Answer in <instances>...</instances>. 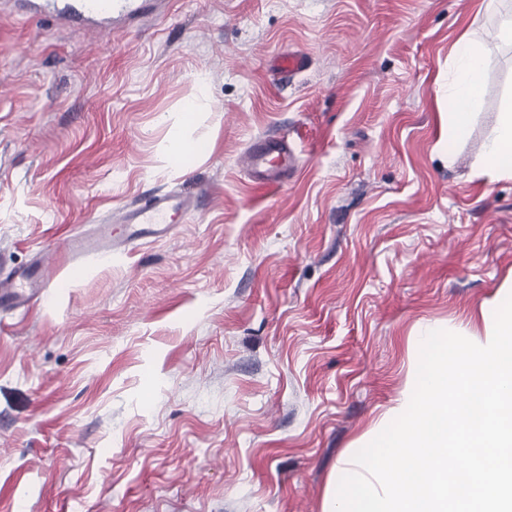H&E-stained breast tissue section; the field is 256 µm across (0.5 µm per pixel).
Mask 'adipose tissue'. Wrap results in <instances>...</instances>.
Masks as SVG:
<instances>
[{
    "label": "adipose tissue",
    "instance_id": "adipose-tissue-1",
    "mask_svg": "<svg viewBox=\"0 0 512 512\" xmlns=\"http://www.w3.org/2000/svg\"><path fill=\"white\" fill-rule=\"evenodd\" d=\"M512 42V19L503 21L491 35L464 32L455 44L454 78L450 88L455 110L448 115V135L463 139L471 123V110L481 95L484 71L482 52L486 38ZM483 168L491 177L512 179V103L498 115L497 125L484 153Z\"/></svg>",
    "mask_w": 512,
    "mask_h": 512
}]
</instances>
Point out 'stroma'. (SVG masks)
Returning a JSON list of instances; mask_svg holds the SVG:
<instances>
[{"mask_svg": "<svg viewBox=\"0 0 512 512\" xmlns=\"http://www.w3.org/2000/svg\"><path fill=\"white\" fill-rule=\"evenodd\" d=\"M48 2L0 0V277L152 193L197 206L168 240L57 257L46 305L0 313V512H324L424 328L483 339L512 292V179L477 176L512 45L486 42L448 137L452 49L497 16L168 0L103 33ZM262 135L297 156L278 189L240 164Z\"/></svg>", "mask_w": 512, "mask_h": 512, "instance_id": "1", "label": "stroma"}]
</instances>
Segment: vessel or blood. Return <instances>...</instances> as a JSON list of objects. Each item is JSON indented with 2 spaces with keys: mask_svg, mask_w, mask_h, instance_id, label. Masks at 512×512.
Listing matches in <instances>:
<instances>
[{
  "mask_svg": "<svg viewBox=\"0 0 512 512\" xmlns=\"http://www.w3.org/2000/svg\"><path fill=\"white\" fill-rule=\"evenodd\" d=\"M83 13L90 16L112 14L129 16L139 10L134 0H80ZM241 165L254 183L266 188L282 186L296 167L297 159L287 144L268 136L254 139L241 157ZM193 208L190 197L182 194H155L138 206L126 209L119 217L121 228L109 234L77 235L69 239L63 252L71 265H78L87 255H109L126 250L146 239L171 236L175 217L188 215ZM51 283L42 264L13 271L0 278V310L27 308L43 303L49 296Z\"/></svg>",
  "mask_w": 512,
  "mask_h": 512,
  "instance_id": "1",
  "label": "vessel or blood"
}]
</instances>
